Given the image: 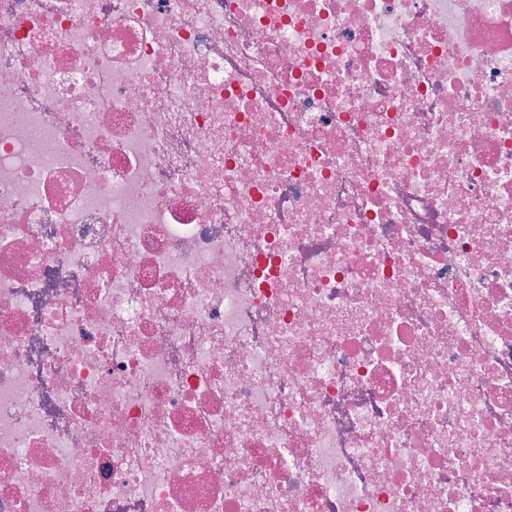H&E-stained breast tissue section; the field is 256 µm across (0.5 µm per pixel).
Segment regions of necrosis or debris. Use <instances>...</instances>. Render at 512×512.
Instances as JSON below:
<instances>
[{
    "mask_svg": "<svg viewBox=\"0 0 512 512\" xmlns=\"http://www.w3.org/2000/svg\"><path fill=\"white\" fill-rule=\"evenodd\" d=\"M0 512H512V0H0Z\"/></svg>",
    "mask_w": 512,
    "mask_h": 512,
    "instance_id": "1",
    "label": "necrosis or debris"
}]
</instances>
